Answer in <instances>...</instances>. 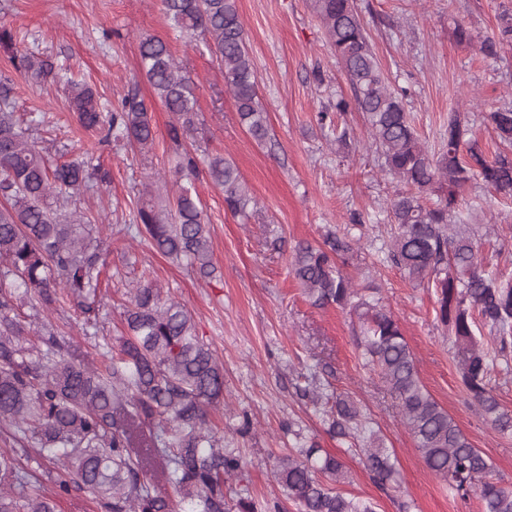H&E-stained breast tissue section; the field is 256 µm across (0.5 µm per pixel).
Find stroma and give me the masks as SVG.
Masks as SVG:
<instances>
[{"mask_svg":"<svg viewBox=\"0 0 512 512\" xmlns=\"http://www.w3.org/2000/svg\"><path fill=\"white\" fill-rule=\"evenodd\" d=\"M245 40L268 113L269 133L256 141L239 122L224 83V68L197 32L174 29L162 0H0V30L17 47L70 67L90 84L106 108L137 87L151 108L155 135L151 151L126 140L99 142L73 120L61 88L21 75L0 50V80L13 88L15 112L35 119L31 134L54 161L87 150L108 170L110 184L93 185L74 208L96 221L106 237V265L96 325L65 301L45 313L35 301H18L19 319L48 322L81 356L99 360L126 333L124 312L130 288L146 282L161 288L191 314L195 332L224 367V404L212 414L224 446L247 462L234 491L262 503L298 512L297 502L272 475L278 455L292 452L298 439H315L340 458L348 472L342 492L369 499L377 512H480L478 499L461 503L425 466L413 436L401 424L397 401L379 374L365 367L356 323L336 307L318 308L292 277L289 263L302 241L321 243L335 226H348L355 253L345 267L358 284L375 282L383 304L398 318L417 360L420 379L474 447L491 460L494 475L512 485V434L503 435L470 405L452 354V340L436 319L435 296L412 283L380 251L388 237L382 218L394 187L367 143L362 116L347 114L358 143L339 152L317 114L337 99L352 100L342 65L313 10L312 0H236ZM385 76L405 88V107L421 139L439 150L448 114L465 113L487 157L501 149L490 122L492 111L512 106V45L497 55L478 43L498 33L501 14L512 0H353ZM475 43L459 44L457 26ZM168 41L196 86L198 115L184 141L198 159L220 154L238 168L252 201L248 219L224 207L223 191L200 180L196 190L212 240V278L157 252L131 229L144 192L156 205L173 199L166 178L177 160L169 139L175 117L154 95L141 72L140 42ZM473 226L494 225L483 236V251L494 268L512 278V202L494 200L481 180L463 192ZM364 224L349 225L350 213ZM313 383L349 395L374 428L380 429L395 465L388 492L371 481L353 441L326 432L323 417L300 391ZM249 430H242V423Z\"/></svg>","mask_w":512,"mask_h":512,"instance_id":"stroma-1","label":"stroma"}]
</instances>
